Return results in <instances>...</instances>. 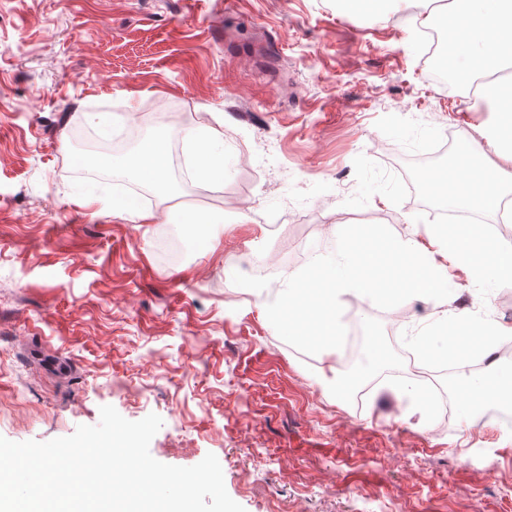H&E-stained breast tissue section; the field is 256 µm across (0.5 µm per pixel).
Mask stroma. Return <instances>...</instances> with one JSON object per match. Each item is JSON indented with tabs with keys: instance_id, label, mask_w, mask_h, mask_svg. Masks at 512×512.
Masks as SVG:
<instances>
[{
	"instance_id": "stroma-1",
	"label": "stroma",
	"mask_w": 512,
	"mask_h": 512,
	"mask_svg": "<svg viewBox=\"0 0 512 512\" xmlns=\"http://www.w3.org/2000/svg\"><path fill=\"white\" fill-rule=\"evenodd\" d=\"M400 5L372 20L336 0H0V436L45 442L95 425L101 406L159 415L158 461L214 454L245 512H512V427L451 419L429 432L389 392L406 369L402 332L439 320L409 299L402 328L368 299H341L363 369L380 383L362 409L339 395L342 366L282 340L264 300L224 273L247 252L274 263L280 292L306 256L334 252L352 224L427 239L435 210L404 178L449 137L487 145L495 113L442 91ZM224 142L223 197L155 203L154 224L113 216L124 185L83 190L68 117L103 115L104 135L156 105ZM218 217L212 251H156L179 206ZM305 235V255L261 217ZM461 314L512 324V286Z\"/></svg>"
}]
</instances>
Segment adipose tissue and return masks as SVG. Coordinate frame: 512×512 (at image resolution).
<instances>
[{"mask_svg":"<svg viewBox=\"0 0 512 512\" xmlns=\"http://www.w3.org/2000/svg\"><path fill=\"white\" fill-rule=\"evenodd\" d=\"M448 18L455 32L459 72L473 85L475 98L501 116L498 153L502 161L482 160L470 175L453 178L443 201L495 215L512 193V98L504 94L512 84L504 77L512 70V0H450ZM182 138L195 148L200 180L208 184L223 181L224 156L212 145L213 133L189 130ZM135 173L162 201L171 199L174 188L168 179L165 139L142 144Z\"/></svg>","mask_w":512,"mask_h":512,"instance_id":"adipose-tissue-1","label":"adipose tissue"}]
</instances>
